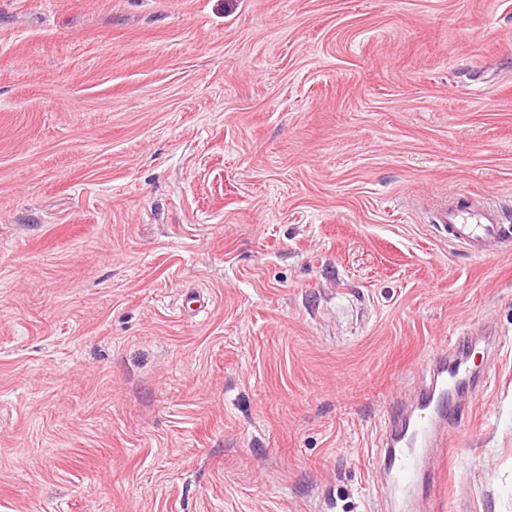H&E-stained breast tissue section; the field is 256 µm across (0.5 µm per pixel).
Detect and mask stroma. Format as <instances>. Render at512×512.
I'll list each match as a JSON object with an SVG mask.
<instances>
[{"mask_svg": "<svg viewBox=\"0 0 512 512\" xmlns=\"http://www.w3.org/2000/svg\"><path fill=\"white\" fill-rule=\"evenodd\" d=\"M512 0H0V512H397L374 448L469 327L408 512H512ZM434 228L466 249L473 258H489L512 246V225L506 224L509 212L491 206L461 205L448 200L432 204Z\"/></svg>", "mask_w": 512, "mask_h": 512, "instance_id": "35a3bbf8", "label": "stroma"}]
</instances>
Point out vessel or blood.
<instances>
[{
    "label": "vessel or blood",
    "mask_w": 512,
    "mask_h": 512,
    "mask_svg": "<svg viewBox=\"0 0 512 512\" xmlns=\"http://www.w3.org/2000/svg\"><path fill=\"white\" fill-rule=\"evenodd\" d=\"M432 211L436 232L464 246L471 257L489 258L512 248V215L502 209L446 199L433 204ZM457 384L475 394L486 386L483 379L475 377L467 354L459 350L451 357L437 359L433 380L413 411L394 415V426L379 451L389 477L388 493L402 495L422 487L420 464L428 448L452 447L446 424L455 411L450 388Z\"/></svg>",
    "instance_id": "1"
}]
</instances>
